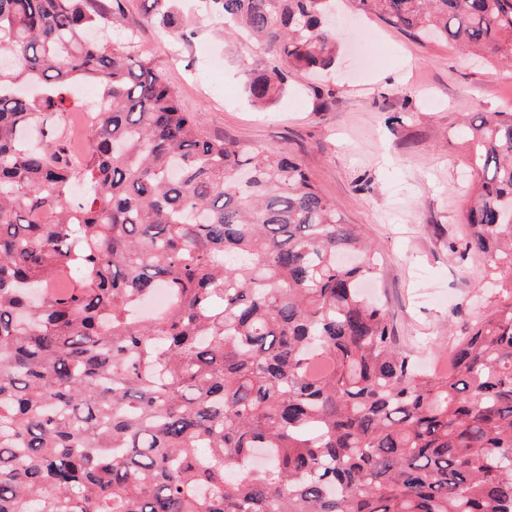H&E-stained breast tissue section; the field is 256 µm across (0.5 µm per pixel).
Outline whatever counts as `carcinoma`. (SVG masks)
Masks as SVG:
<instances>
[{
  "mask_svg": "<svg viewBox=\"0 0 512 512\" xmlns=\"http://www.w3.org/2000/svg\"><path fill=\"white\" fill-rule=\"evenodd\" d=\"M206 3L268 55L257 104L332 64L335 0ZM359 3L512 59V0ZM142 4L187 37L178 0ZM108 28L100 0H0V512H512V112L466 122L482 180L448 242L495 299L422 374L362 292L365 230ZM83 82L105 110L75 160L52 117Z\"/></svg>",
  "mask_w": 512,
  "mask_h": 512,
  "instance_id": "carcinoma-1",
  "label": "carcinoma"
}]
</instances>
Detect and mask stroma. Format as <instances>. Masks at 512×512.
Masks as SVG:
<instances>
[{
	"label": "stroma",
	"mask_w": 512,
	"mask_h": 512,
	"mask_svg": "<svg viewBox=\"0 0 512 512\" xmlns=\"http://www.w3.org/2000/svg\"><path fill=\"white\" fill-rule=\"evenodd\" d=\"M179 6L191 38L151 28L141 0H122L113 11L112 37L140 29L138 54L208 136L284 148L304 165L345 221L366 230L381 264L371 292L387 306L396 336L426 347V370H443L454 337L488 303L448 252L462 237L471 192L464 121L512 111V65L473 59L389 25L358 0H337L342 38L333 65L319 76L292 70L287 91L258 109L240 75L262 68L264 54L225 37L197 0Z\"/></svg>",
	"instance_id": "stroma-1"
}]
</instances>
